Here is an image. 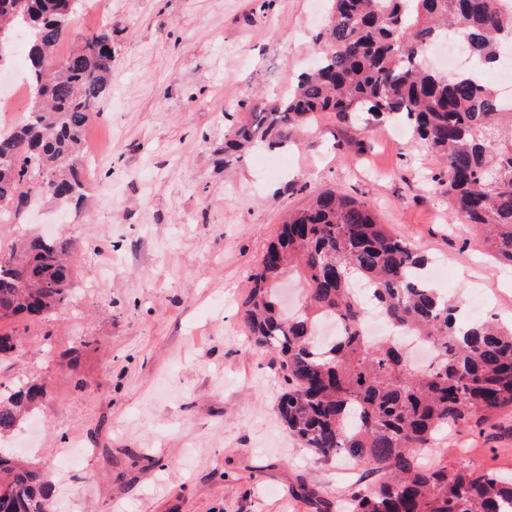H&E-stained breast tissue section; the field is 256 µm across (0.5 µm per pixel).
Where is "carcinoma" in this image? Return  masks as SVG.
Here are the masks:
<instances>
[{
    "instance_id": "obj_1",
    "label": "carcinoma",
    "mask_w": 512,
    "mask_h": 512,
    "mask_svg": "<svg viewBox=\"0 0 512 512\" xmlns=\"http://www.w3.org/2000/svg\"><path fill=\"white\" fill-rule=\"evenodd\" d=\"M328 2L315 64L254 123L231 131L224 162L324 113L406 124L438 157L431 181L447 179L454 217L485 231L489 252L512 265V112L480 75L512 43V10L503 0ZM78 7L0 0V62L23 39L31 82L25 119L0 130V224L23 223L36 200L66 208L87 198L82 134L111 95L112 28L83 31L59 52ZM451 37L476 64L452 76L428 69L425 48ZM310 196L259 261L244 306L253 346L278 356L288 432L323 460L345 456L382 473L351 496L347 512H512V479L423 458L443 429L512 407V322L479 316L460 326L457 303L424 277L428 260L380 223L373 204L336 187ZM69 252L67 241L43 235L0 246V320L65 305L75 283ZM293 267L303 303L287 315L278 285ZM359 285L391 336L363 335ZM336 318L344 332L317 342L319 322ZM408 334L433 344L429 368L410 364L399 341ZM46 392L43 381L0 394V438ZM55 492L31 463L0 448V512H52Z\"/></svg>"
}]
</instances>
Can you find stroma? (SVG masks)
Returning <instances> with one entry per match:
<instances>
[{
	"instance_id": "obj_1",
	"label": "stroma",
	"mask_w": 512,
	"mask_h": 512,
	"mask_svg": "<svg viewBox=\"0 0 512 512\" xmlns=\"http://www.w3.org/2000/svg\"><path fill=\"white\" fill-rule=\"evenodd\" d=\"M72 30L117 32L112 94L88 128L111 159L93 168L90 212L0 224L69 239L71 299L16 337L0 383L49 380L12 433L14 450L58 488L56 512H316L372 479L317 459L282 424L276 355L242 322L250 275L283 216L312 190L373 203L389 231L447 273L438 286L471 313L512 319V267L481 231L451 223L439 162L404 130L325 114L287 140L224 160L250 123L313 61L326 15L316 0H94ZM112 187L102 194L100 184ZM452 469L512 473V411L448 429L429 456Z\"/></svg>"
}]
</instances>
